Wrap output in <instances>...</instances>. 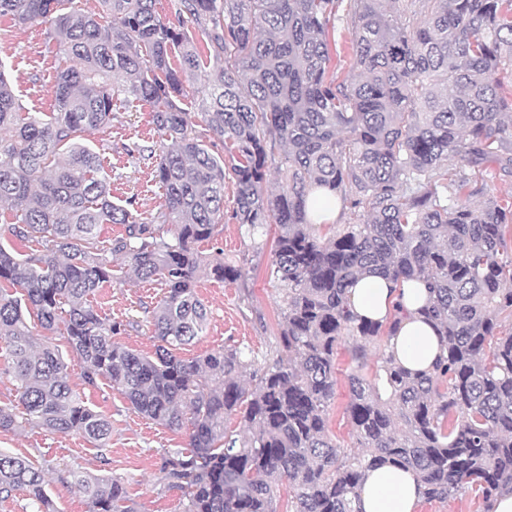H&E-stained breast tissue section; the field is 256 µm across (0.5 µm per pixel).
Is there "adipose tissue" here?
<instances>
[{"mask_svg":"<svg viewBox=\"0 0 512 512\" xmlns=\"http://www.w3.org/2000/svg\"><path fill=\"white\" fill-rule=\"evenodd\" d=\"M428 299L426 288L414 280L391 289L387 279L369 275L360 278L350 290L354 311L369 320H382L395 306L405 315L395 336L387 345L398 362L412 370L428 369L440 354L436 329L419 314ZM421 499V487L413 472L380 466L367 472L361 489L359 512H415Z\"/></svg>","mask_w":512,"mask_h":512,"instance_id":"adipose-tissue-1","label":"adipose tissue"}]
</instances>
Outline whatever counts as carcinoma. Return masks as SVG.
<instances>
[{"label":"carcinoma","mask_w":512,"mask_h":512,"mask_svg":"<svg viewBox=\"0 0 512 512\" xmlns=\"http://www.w3.org/2000/svg\"><path fill=\"white\" fill-rule=\"evenodd\" d=\"M97 2L84 12L68 0H0V17L50 24L79 62L58 75L45 114L21 112L0 61V203L16 205L0 228V340L18 397L0 405V431L28 425L98 448L112 438V422L70 386L63 353L36 338L34 311L44 331L63 329L86 385L107 379L145 417L190 426L188 448L159 465L165 487L183 491V512H278L284 482L290 512H359L366 472L384 465L411 470L429 502L476 486L492 512L512 494V333L501 335L502 315L512 318V199L470 198L472 173L512 176V90L499 78L512 67V0H179L172 18L160 0ZM342 6L355 81L330 75ZM192 95L200 129L182 107ZM120 98L152 107L155 140L129 151L154 162L164 188L150 221L112 202L87 144ZM273 168L285 180L277 193L266 191ZM228 179L233 219L255 248L278 227L268 276L280 336L249 386L239 375L255 358L239 347L174 353L207 324L199 277L246 275L198 249L224 218ZM318 190L366 219L320 235L309 218ZM101 224L124 225L110 253L136 280L165 286L152 357L118 342L121 324L89 303L112 281ZM33 241L36 253L16 249ZM368 274L428 288L420 313L440 341L430 370L387 354L400 312L384 323L354 313L348 288ZM341 347L357 453L328 435ZM236 413L243 431L229 434ZM68 474L88 512H135L120 480ZM17 492L50 512L44 470L1 450L0 499Z\"/></svg>","instance_id":"cac0c4a2"}]
</instances>
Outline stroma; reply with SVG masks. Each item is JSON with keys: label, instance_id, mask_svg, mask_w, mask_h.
<instances>
[{"label": "stroma", "instance_id": "stroma-1", "mask_svg": "<svg viewBox=\"0 0 512 512\" xmlns=\"http://www.w3.org/2000/svg\"><path fill=\"white\" fill-rule=\"evenodd\" d=\"M50 31L45 23L21 25L11 18H0V60L7 65L6 75L16 97L29 112L51 111L50 90L57 75L73 64L52 40ZM153 135L150 106L134 101L116 103L111 123L90 137L105 169L114 175L113 202L129 206L133 214L144 219L160 211L164 190L156 181L152 166L131 163L126 150ZM235 206L236 186L229 180L224 185L225 217L215 237L199 243L198 248L206 254L223 249L225 261L244 266L246 276L237 281L200 278L196 292L208 309L207 325L193 343L178 349L182 358H201L213 350L237 346L252 349L260 361L277 344L279 296L267 274L277 227L268 225L263 250H254L252 241L232 218ZM163 295L159 282L118 278L98 289L90 302L99 314L124 323L121 343L150 355L158 340L148 310ZM69 380L90 408L111 420L109 446L100 449L78 435H53L28 427L0 432V449L38 465L43 460H53L55 469L49 472L48 481L55 512L88 510L83 495L65 480L72 466L96 475L122 478L136 512H183L181 492L164 486L159 458L165 451L187 447L188 429L171 430L143 417L107 380H98L93 387L85 385L78 359L69 361Z\"/></svg>", "mask_w": 512, "mask_h": 512}]
</instances>
